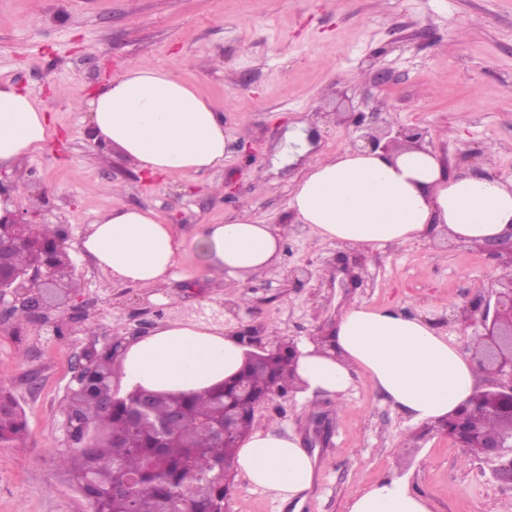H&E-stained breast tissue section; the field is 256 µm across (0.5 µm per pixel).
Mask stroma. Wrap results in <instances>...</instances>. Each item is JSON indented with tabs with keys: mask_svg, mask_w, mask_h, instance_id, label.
I'll use <instances>...</instances> for the list:
<instances>
[{
	"mask_svg": "<svg viewBox=\"0 0 512 512\" xmlns=\"http://www.w3.org/2000/svg\"><path fill=\"white\" fill-rule=\"evenodd\" d=\"M130 62L174 70L223 110L222 168L148 177L118 147L94 142L86 103ZM0 81L51 117L45 146L1 167L0 185L31 222L67 228L81 286L55 315L85 313L61 335L0 321V388L28 425L23 442L0 446V512H91L57 463L69 448L64 399L82 350L222 302L198 226L243 207L258 223L283 224L302 174L299 150L349 147L350 113L425 129L451 174L512 178V0H0ZM241 128L249 161L237 148ZM120 206L155 211L182 242L173 278L156 291L112 279L81 248L88 225ZM498 252L435 230L381 250L340 247L302 226L278 270L241 289L240 325L263 341L321 339L350 307L391 306L465 349L481 332L467 316L470 300H494L506 282ZM162 295L177 305L160 306ZM318 416L328 433L312 449L316 477L303 504L281 505L239 476L228 512H347L354 493L391 476L405 478L430 512H512V483L435 424H409L364 377L341 403L274 398L255 423L292 425L306 441Z\"/></svg>",
	"mask_w": 512,
	"mask_h": 512,
	"instance_id": "stroma-1",
	"label": "stroma"
}]
</instances>
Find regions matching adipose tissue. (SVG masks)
<instances>
[{"mask_svg": "<svg viewBox=\"0 0 512 512\" xmlns=\"http://www.w3.org/2000/svg\"><path fill=\"white\" fill-rule=\"evenodd\" d=\"M87 108L96 140L118 146L149 175H194L226 158L223 112L172 71L127 64ZM48 137L47 113L13 84L0 83V166ZM287 207L322 239L373 249L417 241L435 225L472 246L512 235V179L449 174L426 146L395 153L348 148L315 159ZM287 233L244 211L202 225L196 240L231 300L248 277L278 265ZM82 246L113 279L152 289L172 277L182 243L153 210L122 207L90 224ZM235 324L231 316L221 323L169 320L127 344L118 356L122 392L195 395L235 377L245 359ZM294 365L299 399L345 396L360 374L413 424L448 416L480 380L470 352L423 319L364 305L342 315L329 343L297 340ZM234 466L283 504L304 501L315 477L313 457L286 425L251 430ZM348 512H429V506L405 479L392 477L354 495Z\"/></svg>", "mask_w": 512, "mask_h": 512, "instance_id": "ef3b65f1", "label": "adipose tissue"}]
</instances>
